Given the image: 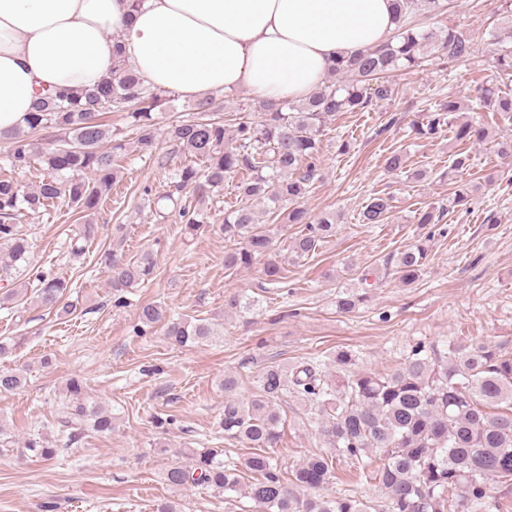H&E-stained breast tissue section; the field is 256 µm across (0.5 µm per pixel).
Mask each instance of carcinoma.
<instances>
[{
    "mask_svg": "<svg viewBox=\"0 0 512 512\" xmlns=\"http://www.w3.org/2000/svg\"><path fill=\"white\" fill-rule=\"evenodd\" d=\"M451 5L452 0H397L390 39L378 48L337 59L330 78L312 97L259 102L226 119L217 116L224 100L214 94L197 99L188 115L160 117L171 91L144 84L126 65L120 40H112L110 76L91 88L62 87L44 94L7 138L0 164V281L8 289L0 299L18 302L31 292L36 304L47 310L73 311L74 304L65 302L71 284L60 276L38 272L32 283L12 281L14 270L30 266L31 244L21 233V220L67 204L82 221L71 253H84L98 232L94 216L123 174L126 130L141 151H153L162 140L184 156L169 172V190L162 199L178 209L191 236L207 223V201L224 189L227 179L240 177L236 188L242 204L225 211L218 225L224 239L234 242L224 252L225 269L249 267L271 249L270 235L256 222L257 205L271 214L286 205L285 223L304 225L303 234L287 248L288 261L298 263L314 254L320 243L336 235L338 217L325 213L312 222L300 200L317 175L330 121L341 112H366L375 102L396 98L398 88L385 75L420 68L434 52L453 65L470 63L478 30L457 26L435 34L418 28L419 16L443 17ZM497 11L503 21L490 33L496 45L493 63L512 76V0H500ZM477 93L492 116L512 120V97L497 96L488 88ZM457 111V102L450 99L413 131L432 136L445 125L452 127ZM111 113L119 114L124 129L105 120ZM454 136L461 142H482L489 137L488 125L466 122L457 126ZM34 164L45 171L43 179L31 187L20 184L14 174ZM479 189L474 182L457 186L448 206L415 211V223L442 221L448 208L467 205ZM391 209V198L374 197L360 213L361 222L381 224ZM121 247L119 241L100 255L110 273L116 307L125 303L129 289L149 281L155 269L150 254L126 260ZM428 258L425 241L399 251L391 259L396 280L405 287L419 282ZM285 271L277 261L266 263L265 283L281 287ZM363 300L347 288L336 308L353 312ZM139 321L140 332L166 323V336L181 347L219 335L217 324L168 319L155 303L140 308ZM334 362V374L314 362L288 370L278 364L264 367L250 398L224 402V438L253 452L237 465L224 461L220 448H196L188 464L167 470L166 482L177 488L204 486L226 498L246 497L255 512H503L504 502L512 500V354L486 344L419 342L387 373L356 368L350 350L336 351ZM24 383L22 373L0 371V393L16 391ZM66 389L69 398L59 412L57 438L37 433L25 443L26 450L44 460L54 457L59 442L78 440L89 425L98 433L112 430V414L89 404L78 380H70ZM288 394L306 403L309 425L330 455H308L284 472L268 449L282 440L278 403ZM501 405L506 406L503 412L487 411ZM336 457L349 461L360 477L379 487L380 500L324 493L332 483ZM241 467L254 474V481L242 484ZM493 484L495 495L490 493Z\"/></svg>",
    "mask_w": 512,
    "mask_h": 512,
    "instance_id": "obj_1",
    "label": "carcinoma"
}]
</instances>
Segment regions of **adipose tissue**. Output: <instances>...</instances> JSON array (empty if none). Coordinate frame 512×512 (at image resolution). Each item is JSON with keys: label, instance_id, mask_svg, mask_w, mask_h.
<instances>
[{"label": "adipose tissue", "instance_id": "adipose-tissue-1", "mask_svg": "<svg viewBox=\"0 0 512 512\" xmlns=\"http://www.w3.org/2000/svg\"><path fill=\"white\" fill-rule=\"evenodd\" d=\"M395 15L396 0H0V136L44 90L107 77L114 33L147 85L301 100L337 58L384 44Z\"/></svg>", "mask_w": 512, "mask_h": 512}]
</instances>
